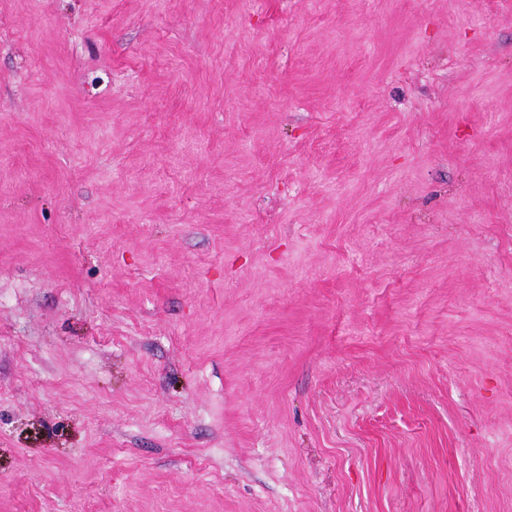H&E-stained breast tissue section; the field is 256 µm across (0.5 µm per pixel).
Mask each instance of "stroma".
<instances>
[{"label":"stroma","instance_id":"stroma-1","mask_svg":"<svg viewBox=\"0 0 512 512\" xmlns=\"http://www.w3.org/2000/svg\"><path fill=\"white\" fill-rule=\"evenodd\" d=\"M0 512H512V0H0Z\"/></svg>","mask_w":512,"mask_h":512}]
</instances>
